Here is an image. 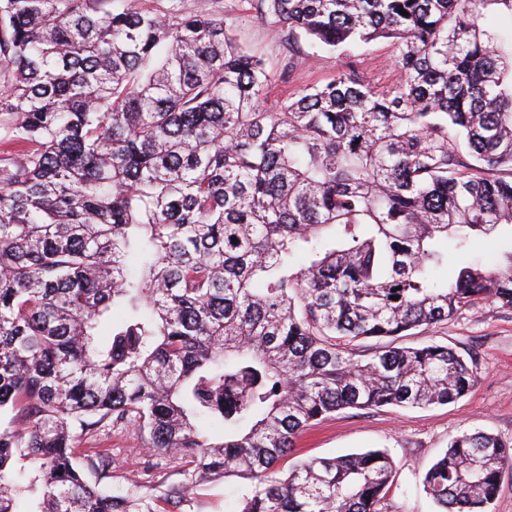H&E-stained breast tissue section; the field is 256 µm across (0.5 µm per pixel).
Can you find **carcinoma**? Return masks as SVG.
Listing matches in <instances>:
<instances>
[{
  "label": "carcinoma",
  "instance_id": "carcinoma-1",
  "mask_svg": "<svg viewBox=\"0 0 512 512\" xmlns=\"http://www.w3.org/2000/svg\"><path fill=\"white\" fill-rule=\"evenodd\" d=\"M169 2L0 0V512H159L86 479L109 453L80 443L128 426L184 460L166 502L243 475L238 512H381L384 450L276 467L334 412L475 385L473 356L393 340L512 308V250L432 279L442 240L466 256L512 230V41L482 24L512 0H257L282 77L304 43L347 59L378 39L399 72L340 70L276 112L224 15ZM511 468L512 444L464 432L423 485L488 512Z\"/></svg>",
  "mask_w": 512,
  "mask_h": 512
}]
</instances>
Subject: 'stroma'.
I'll list each match as a JSON object with an SVG mask.
<instances>
[{
    "instance_id": "stroma-1",
    "label": "stroma",
    "mask_w": 512,
    "mask_h": 512,
    "mask_svg": "<svg viewBox=\"0 0 512 512\" xmlns=\"http://www.w3.org/2000/svg\"><path fill=\"white\" fill-rule=\"evenodd\" d=\"M188 5L203 13L225 14L249 50L266 60L275 76L265 102L268 111L277 110L281 101L300 87L327 81L349 65L380 86L391 85L397 79L392 48L384 40L358 48L350 63L337 53L311 50L309 59L297 67L292 78L282 79L279 73L287 50L279 30L271 19L260 16L253 0H188ZM430 340L475 357L478 380L465 397L426 409L383 407L334 413L302 435L292 460L282 461L281 470H288L294 460L384 449L393 459L396 477L381 505L382 512H440L426 494L422 480L453 437L482 430L512 442V309L486 301L460 311L452 319L414 330L412 335L402 337L401 343L416 346ZM96 444L110 451L111 476L104 484L113 493L126 492L135 481L139 494L154 503L162 500L169 485L182 478L183 460L154 454L134 428L102 431ZM251 487V481L238 477L203 483L188 501L166 504L165 509L236 512L238 500Z\"/></svg>"
}]
</instances>
